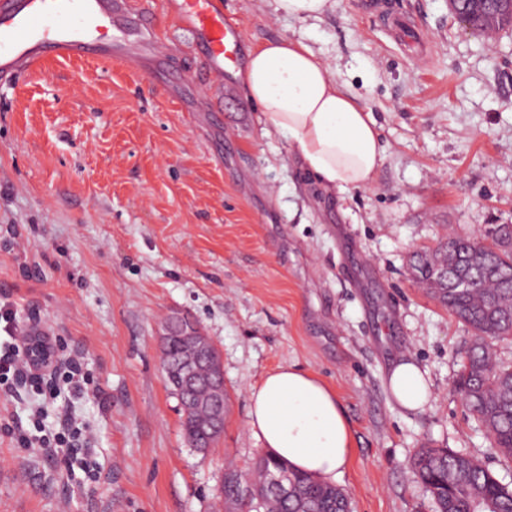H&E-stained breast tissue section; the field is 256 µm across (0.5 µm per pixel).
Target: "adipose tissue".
I'll return each mask as SVG.
<instances>
[{"label": "adipose tissue", "mask_w": 512, "mask_h": 512, "mask_svg": "<svg viewBox=\"0 0 512 512\" xmlns=\"http://www.w3.org/2000/svg\"><path fill=\"white\" fill-rule=\"evenodd\" d=\"M239 78L265 130L288 136L312 183L326 192L371 185L384 158L377 122L307 44L263 43L250 52ZM387 384L405 410L430 403L428 374L415 362L391 368ZM248 425L274 456L320 480L336 478L350 459L352 430L335 391L298 365L263 378L251 394Z\"/></svg>", "instance_id": "obj_1"}]
</instances>
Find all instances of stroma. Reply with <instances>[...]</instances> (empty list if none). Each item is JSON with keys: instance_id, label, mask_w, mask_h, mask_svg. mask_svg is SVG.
<instances>
[{"instance_id": "1", "label": "stroma", "mask_w": 512, "mask_h": 512, "mask_svg": "<svg viewBox=\"0 0 512 512\" xmlns=\"http://www.w3.org/2000/svg\"><path fill=\"white\" fill-rule=\"evenodd\" d=\"M158 34L194 89L183 103L124 63L51 60L0 83V296L21 328L82 355L85 391L0 404V512H218L225 471L267 450L248 426L253 389L297 364L336 391L353 432L336 486L353 512H434L409 462L430 444L483 455L486 432L453 388L469 331L418 288L414 253L512 224V27L464 28L448 0H388L413 29L336 0L321 19L273 0H223L245 50L303 40L379 128L369 188L327 195L287 137L266 134L238 76L217 83L162 14ZM170 315L188 316L224 371V432L208 453L184 439L160 361ZM425 368L432 398H391L394 364ZM41 407L32 416V407ZM68 411L100 474L25 448Z\"/></svg>"}]
</instances>
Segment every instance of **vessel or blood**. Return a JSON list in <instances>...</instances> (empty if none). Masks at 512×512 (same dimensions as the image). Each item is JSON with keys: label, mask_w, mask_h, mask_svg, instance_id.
Here are the masks:
<instances>
[{"label": "vessel or blood", "mask_w": 512, "mask_h": 512, "mask_svg": "<svg viewBox=\"0 0 512 512\" xmlns=\"http://www.w3.org/2000/svg\"><path fill=\"white\" fill-rule=\"evenodd\" d=\"M168 15L192 37V53L213 80L243 63L239 25L222 0H167ZM154 12L131 0H0V80L49 59L135 61L163 85L180 83L158 47Z\"/></svg>", "instance_id": "obj_1"}]
</instances>
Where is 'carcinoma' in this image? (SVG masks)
<instances>
[{"label": "carcinoma", "mask_w": 512, "mask_h": 512, "mask_svg": "<svg viewBox=\"0 0 512 512\" xmlns=\"http://www.w3.org/2000/svg\"><path fill=\"white\" fill-rule=\"evenodd\" d=\"M445 263L448 282L440 283L435 267ZM411 275L471 331L454 389L488 434L487 454L512 462V361L494 351V343L512 339V239L498 231L481 250L469 238L451 239L416 254ZM179 355L176 344L162 351V368L174 395L181 385ZM198 425L193 415L182 419L183 435L194 449L208 446L196 435ZM282 470L288 472L293 492L284 501L266 498L262 512H351L343 489L294 471L286 462ZM411 472L436 512H512V487L475 455L425 446L414 455ZM224 476V504L256 512L253 502L239 494L247 480L233 470Z\"/></svg>", "instance_id": "cac0c4a2"}]
</instances>
